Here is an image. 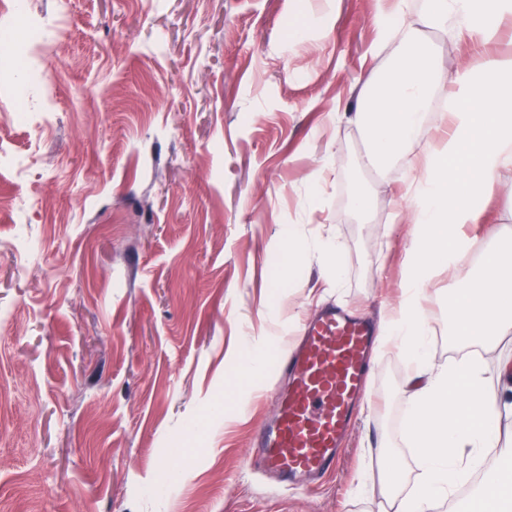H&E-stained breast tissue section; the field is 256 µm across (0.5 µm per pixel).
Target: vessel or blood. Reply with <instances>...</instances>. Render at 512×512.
<instances>
[{"label": "vessel or blood", "mask_w": 512, "mask_h": 512, "mask_svg": "<svg viewBox=\"0 0 512 512\" xmlns=\"http://www.w3.org/2000/svg\"><path fill=\"white\" fill-rule=\"evenodd\" d=\"M301 338L278 372L288 380L273 394L274 412L257 431L253 456L287 488L331 474L352 412L369 380L370 328L330 308L302 324Z\"/></svg>", "instance_id": "vessel-or-blood-1"}]
</instances>
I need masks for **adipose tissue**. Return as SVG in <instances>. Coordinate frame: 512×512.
I'll return each mask as SVG.
<instances>
[{
	"label": "adipose tissue",
	"instance_id": "1",
	"mask_svg": "<svg viewBox=\"0 0 512 512\" xmlns=\"http://www.w3.org/2000/svg\"><path fill=\"white\" fill-rule=\"evenodd\" d=\"M430 19L457 37L490 44L512 0H429ZM388 69L361 86L356 119L371 143L364 165L378 167L417 142L429 145L424 177L414 178L406 207L415 227L403 297L381 326V340L412 365L404 430L421 468L409 492L397 490L400 464L381 459L393 512H435L456 496L491 455L512 457L503 414L512 402L488 398L483 352H495L499 383L512 392V352L499 349L512 335V239L500 231L477 244L462 229L483 223L474 197L496 194L512 177V55L488 54L447 75L419 31L394 15L379 20ZM442 98L439 125L428 121ZM477 252L478 267L451 294L453 334L480 346L479 354L436 362L421 295L435 273Z\"/></svg>",
	"mask_w": 512,
	"mask_h": 512
}]
</instances>
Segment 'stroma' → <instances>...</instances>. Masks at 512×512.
<instances>
[{"mask_svg":"<svg viewBox=\"0 0 512 512\" xmlns=\"http://www.w3.org/2000/svg\"><path fill=\"white\" fill-rule=\"evenodd\" d=\"M29 4L55 43L25 100L63 105L41 129L0 102L30 161L0 168V512H381L380 453L403 490L420 474L396 349H375L332 475L282 490L246 457L301 319L336 305L377 325L402 296L422 147L367 167L353 120L388 61L378 15L402 8L447 71L476 49L425 25L426 0ZM286 227L328 244L340 278L313 252L285 275ZM469 270L422 294L441 363L467 349L449 290Z\"/></svg>","mask_w":512,"mask_h":512,"instance_id":"obj_1","label":"stroma"}]
</instances>
